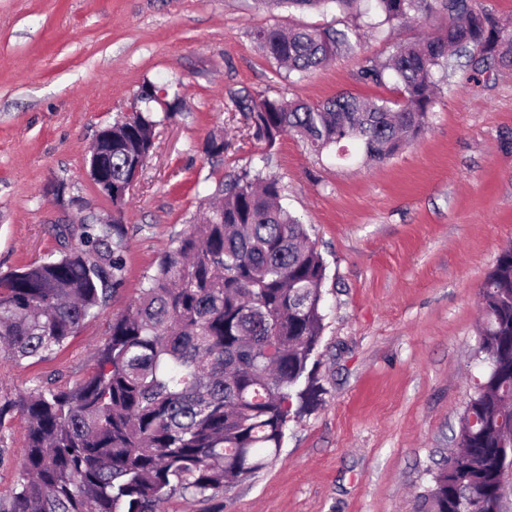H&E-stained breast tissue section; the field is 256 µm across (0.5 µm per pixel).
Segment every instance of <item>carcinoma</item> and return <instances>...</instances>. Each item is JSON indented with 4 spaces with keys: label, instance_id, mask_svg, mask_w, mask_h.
I'll use <instances>...</instances> for the list:
<instances>
[{
    "label": "carcinoma",
    "instance_id": "cac0c4a2",
    "mask_svg": "<svg viewBox=\"0 0 512 512\" xmlns=\"http://www.w3.org/2000/svg\"><path fill=\"white\" fill-rule=\"evenodd\" d=\"M298 10H372L390 26L418 13L448 18L426 40L398 45L361 76L394 78L402 101L340 95L318 104L245 94L234 100L252 136L272 146L294 133L314 151L357 147L382 162L417 139L440 87L435 71L465 56L481 75L512 68V30L478 0H274ZM263 53L301 77L351 48L346 33L261 27ZM90 147L112 202L110 224L59 225L57 258L0 275V357L45 360L64 347L122 279L121 213L150 157L152 99ZM278 179L247 170L215 194L159 260L135 305L113 319L96 368L72 387L41 386L0 402V428L19 415L25 458L0 512H163L171 496L210 499L264 469L288 422L320 401L308 365L324 329L326 265L305 225L279 202ZM476 350L487 371L460 419L459 450L415 495V512H497L512 465V246L481 291Z\"/></svg>",
    "mask_w": 512,
    "mask_h": 512
}]
</instances>
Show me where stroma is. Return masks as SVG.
Masks as SVG:
<instances>
[{
    "mask_svg": "<svg viewBox=\"0 0 512 512\" xmlns=\"http://www.w3.org/2000/svg\"><path fill=\"white\" fill-rule=\"evenodd\" d=\"M373 21L260 0H0V274L58 255L56 225L111 218L86 158L144 82H173L183 101L156 128L125 206L122 283L49 359L0 358V400L90 375L113 319L138 300L202 198L243 170L279 178L282 205L326 264L319 404L289 422L266 468L209 500L172 496L165 512H414L428 469L456 445L486 371L476 353L479 292L512 244V69L475 80L458 68L424 133L381 163L317 154L292 135L267 145L233 106L246 93L313 104L343 93L396 98L393 80H362L365 61L386 60L395 44L448 20ZM276 25L354 28L360 40L301 79L253 40ZM219 131L224 152L209 155ZM4 434L0 494L17 479L24 421Z\"/></svg>",
    "mask_w": 512,
    "mask_h": 512,
    "instance_id": "obj_1",
    "label": "stroma"
}]
</instances>
